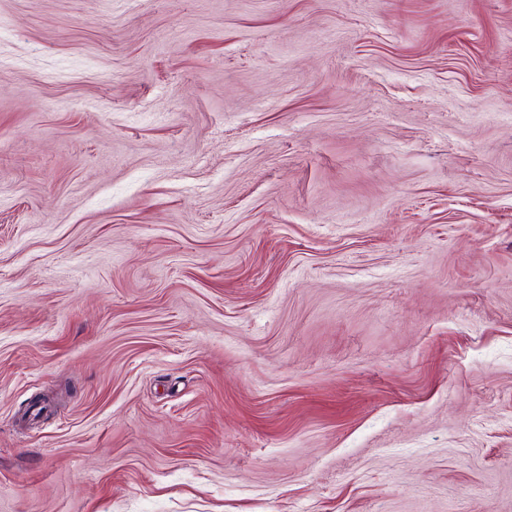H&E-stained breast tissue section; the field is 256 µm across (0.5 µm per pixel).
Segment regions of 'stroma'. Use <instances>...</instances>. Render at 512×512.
I'll return each instance as SVG.
<instances>
[{
  "instance_id": "stroma-1",
  "label": "stroma",
  "mask_w": 512,
  "mask_h": 512,
  "mask_svg": "<svg viewBox=\"0 0 512 512\" xmlns=\"http://www.w3.org/2000/svg\"><path fill=\"white\" fill-rule=\"evenodd\" d=\"M0 512H512V0H0Z\"/></svg>"
}]
</instances>
